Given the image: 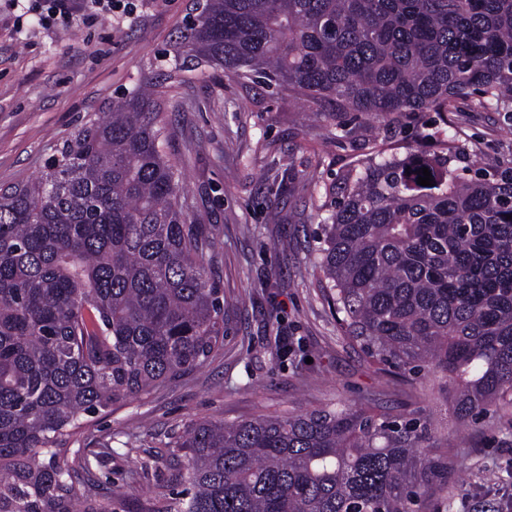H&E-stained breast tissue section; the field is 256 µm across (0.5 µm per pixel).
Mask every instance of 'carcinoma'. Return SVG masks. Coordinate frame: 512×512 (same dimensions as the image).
Listing matches in <instances>:
<instances>
[{
  "mask_svg": "<svg viewBox=\"0 0 512 512\" xmlns=\"http://www.w3.org/2000/svg\"><path fill=\"white\" fill-rule=\"evenodd\" d=\"M163 55L40 176L0 188V512H117L71 444L224 344L209 242L164 150L201 66L313 112L435 128L432 154L376 149L325 188L318 286L371 364L441 375L458 423L512 395V157L466 177L459 130L436 126L512 112V0H206ZM379 408L195 420L170 443L180 490L157 485L141 512H422L456 454Z\"/></svg>",
  "mask_w": 512,
  "mask_h": 512,
  "instance_id": "1",
  "label": "carcinoma"
}]
</instances>
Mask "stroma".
<instances>
[{
    "label": "stroma",
    "mask_w": 512,
    "mask_h": 512,
    "mask_svg": "<svg viewBox=\"0 0 512 512\" xmlns=\"http://www.w3.org/2000/svg\"><path fill=\"white\" fill-rule=\"evenodd\" d=\"M192 6L143 0L130 25L67 28L41 25L35 12L0 0V187L38 175L87 114L106 111L146 66H160ZM179 95L166 151L183 168L189 219L210 242L204 259L224 299L225 339L203 365L90 423L79 445L100 452L105 493L121 512H138L155 485L172 484L186 459L168 441L192 420L285 416L379 393L387 407L429 417L455 445L457 475L428 512H512V404L458 425L441 379L379 372L341 336L313 274L321 198L310 184L330 183L357 155L381 147L366 132L382 130V119L345 113L354 134L342 140L327 116L255 103L240 84L209 70L186 73ZM448 119L466 139L465 165L512 155V115L452 112ZM266 143L274 154L262 152ZM275 159L291 166L292 182L275 180ZM279 333L300 344L296 360L276 356Z\"/></svg>",
    "instance_id": "35a3bbf8"
}]
</instances>
